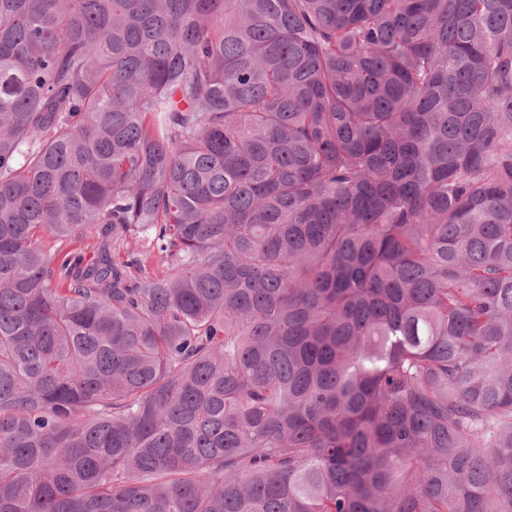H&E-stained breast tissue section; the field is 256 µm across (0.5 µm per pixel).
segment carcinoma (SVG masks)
I'll return each instance as SVG.
<instances>
[{
	"mask_svg": "<svg viewBox=\"0 0 512 512\" xmlns=\"http://www.w3.org/2000/svg\"><path fill=\"white\" fill-rule=\"evenodd\" d=\"M0 512H512V0H0Z\"/></svg>",
	"mask_w": 512,
	"mask_h": 512,
	"instance_id": "obj_1",
	"label": "carcinoma"
}]
</instances>
